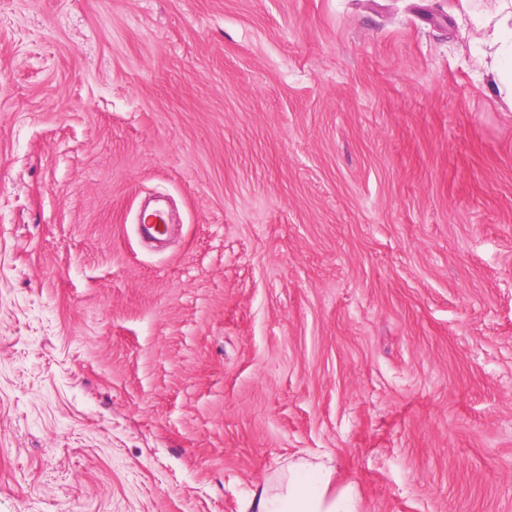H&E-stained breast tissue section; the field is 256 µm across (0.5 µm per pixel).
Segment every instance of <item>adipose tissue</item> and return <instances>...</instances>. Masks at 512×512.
<instances>
[{
    "label": "adipose tissue",
    "instance_id": "1",
    "mask_svg": "<svg viewBox=\"0 0 512 512\" xmlns=\"http://www.w3.org/2000/svg\"><path fill=\"white\" fill-rule=\"evenodd\" d=\"M484 25L495 48L491 71L496 90L512 106V0H495ZM332 477V467L319 456L286 461L252 494L244 512H360L355 486L332 490Z\"/></svg>",
    "mask_w": 512,
    "mask_h": 512
}]
</instances>
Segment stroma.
I'll use <instances>...</instances> for the list:
<instances>
[{"mask_svg": "<svg viewBox=\"0 0 512 512\" xmlns=\"http://www.w3.org/2000/svg\"><path fill=\"white\" fill-rule=\"evenodd\" d=\"M487 5L0 0V512H512ZM322 458L286 461L252 494L243 512H360L353 484L331 490L333 469Z\"/></svg>", "mask_w": 512, "mask_h": 512, "instance_id": "35a3bbf8", "label": "stroma"}]
</instances>
